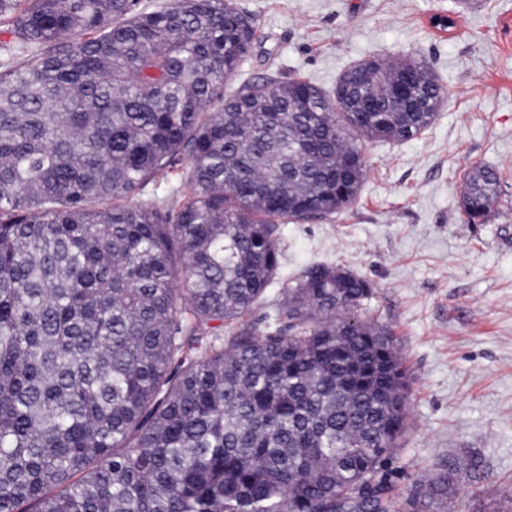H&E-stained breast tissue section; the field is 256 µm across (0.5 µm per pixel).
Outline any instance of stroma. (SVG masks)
<instances>
[{
    "label": "stroma",
    "instance_id": "1",
    "mask_svg": "<svg viewBox=\"0 0 512 512\" xmlns=\"http://www.w3.org/2000/svg\"><path fill=\"white\" fill-rule=\"evenodd\" d=\"M257 42L225 91L249 79L335 87L375 55L424 60L444 99L408 141H363L367 172L339 214L279 227L283 256L264 322L288 285L326 264L369 281L358 315L388 325L411 375L409 428L389 466L414 494L443 462L477 461L448 512H507L512 491V0H235ZM498 169L484 222L460 208L463 175Z\"/></svg>",
    "mask_w": 512,
    "mask_h": 512
}]
</instances>
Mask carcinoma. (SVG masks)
Segmentation results:
<instances>
[{
    "instance_id": "cac0c4a2",
    "label": "carcinoma",
    "mask_w": 512,
    "mask_h": 512,
    "mask_svg": "<svg viewBox=\"0 0 512 512\" xmlns=\"http://www.w3.org/2000/svg\"><path fill=\"white\" fill-rule=\"evenodd\" d=\"M0 0V512H446L454 462L401 499L408 427L371 284L309 267L250 321L277 225L358 196L363 148L437 119L429 65L371 59L327 93L224 82L253 18L233 0ZM187 168L176 209L136 203ZM484 220L497 169L463 176Z\"/></svg>"
}]
</instances>
